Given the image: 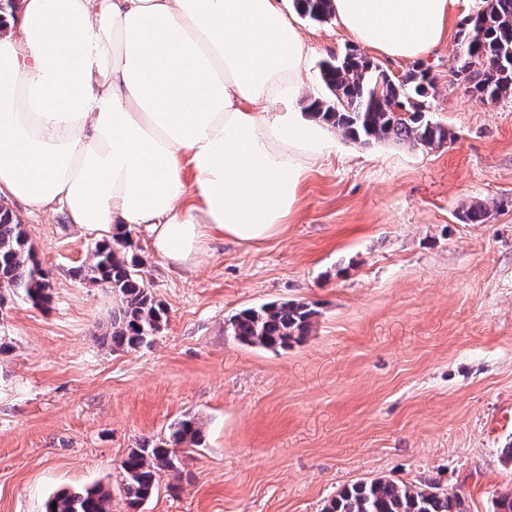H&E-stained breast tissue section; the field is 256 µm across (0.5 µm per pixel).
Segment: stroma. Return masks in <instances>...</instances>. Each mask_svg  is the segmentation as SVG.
I'll return each instance as SVG.
<instances>
[{
	"label": "stroma",
	"mask_w": 512,
	"mask_h": 512,
	"mask_svg": "<svg viewBox=\"0 0 512 512\" xmlns=\"http://www.w3.org/2000/svg\"><path fill=\"white\" fill-rule=\"evenodd\" d=\"M482 0H457L448 37L421 63L428 117L452 141L362 145L337 129L285 230L257 245L216 238L196 266L156 255L132 227L146 281L168 309L152 347L110 351L109 289L75 276L100 233L63 212L11 210L53 284L48 309L8 296L0 313V512H44L63 488H117L129 448L200 419L202 448L163 474L140 512H321L341 488L436 479L492 512L512 489V96L482 104L452 74L454 36ZM309 73L294 102L326 91L320 63L355 42L335 20L298 18ZM481 203L484 223L461 215ZM305 301L310 336L244 346L228 319Z\"/></svg>",
	"instance_id": "1"
}]
</instances>
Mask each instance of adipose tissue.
Wrapping results in <instances>:
<instances>
[{"instance_id":"obj_1","label":"adipose tissue","mask_w":512,"mask_h":512,"mask_svg":"<svg viewBox=\"0 0 512 512\" xmlns=\"http://www.w3.org/2000/svg\"><path fill=\"white\" fill-rule=\"evenodd\" d=\"M455 2L333 11L359 44L413 60L444 40ZM307 70L279 0H5L0 200L90 232L146 226L176 268L217 236L264 242L321 154V122L279 109Z\"/></svg>"}]
</instances>
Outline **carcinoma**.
Listing matches in <instances>:
<instances>
[{
    "label": "carcinoma",
    "mask_w": 512,
    "mask_h": 512,
    "mask_svg": "<svg viewBox=\"0 0 512 512\" xmlns=\"http://www.w3.org/2000/svg\"><path fill=\"white\" fill-rule=\"evenodd\" d=\"M296 10L315 22L333 16L332 0H293ZM454 54L456 81L478 102L493 103L512 96V0H483L467 15ZM320 79L330 92L309 109L362 145L379 141L406 143L412 148L440 147L451 138L448 128L426 117L436 91L430 70L415 65L396 79L367 56L347 52L320 64ZM92 260L79 274L112 290L119 301L112 311L111 330L99 337L112 351L151 346L167 322L144 277V259L130 231L115 224L112 236L95 243ZM21 296L32 306L52 301V280L37 258L25 225L0 205V299L3 292ZM317 311L304 301L268 303L236 313L227 332L239 344L277 352L303 342ZM203 424L190 415L170 425L158 439L144 440L127 451L117 469L118 491L127 512L140 507L157 490L160 475L179 470L178 453L202 446ZM46 512H112V491L103 486L68 489L54 494ZM323 512H468L465 498L448 493L432 479L415 484L385 478L356 482L336 493Z\"/></svg>",
    "instance_id": "carcinoma-1"
}]
</instances>
